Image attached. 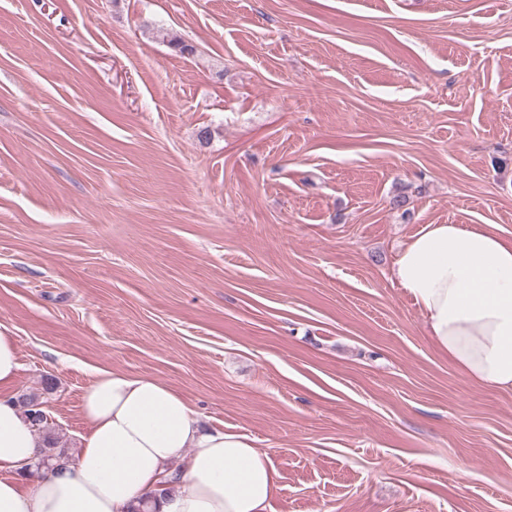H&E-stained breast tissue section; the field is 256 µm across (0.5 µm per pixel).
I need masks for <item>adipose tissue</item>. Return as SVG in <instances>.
Here are the masks:
<instances>
[{"label":"adipose tissue","instance_id":"1","mask_svg":"<svg viewBox=\"0 0 512 512\" xmlns=\"http://www.w3.org/2000/svg\"><path fill=\"white\" fill-rule=\"evenodd\" d=\"M392 283L426 333L477 385L512 390V241L493 224H427L401 248ZM20 364L0 329V512H273L278 471L247 435L200 426L187 400L154 377L102 371L82 395L90 430L74 459L31 483L36 430L3 391ZM182 469L170 491L160 480Z\"/></svg>","mask_w":512,"mask_h":512}]
</instances>
